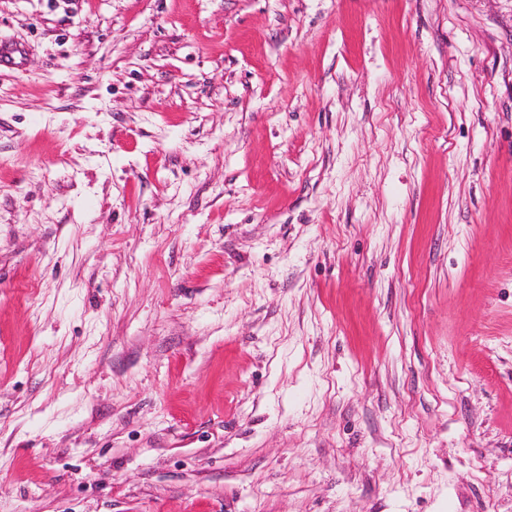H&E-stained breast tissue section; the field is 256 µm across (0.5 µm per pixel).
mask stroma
Returning a JSON list of instances; mask_svg holds the SVG:
<instances>
[{"instance_id": "stroma-1", "label": "stroma", "mask_w": 512, "mask_h": 512, "mask_svg": "<svg viewBox=\"0 0 512 512\" xmlns=\"http://www.w3.org/2000/svg\"><path fill=\"white\" fill-rule=\"evenodd\" d=\"M0 49V512H512V0Z\"/></svg>"}]
</instances>
